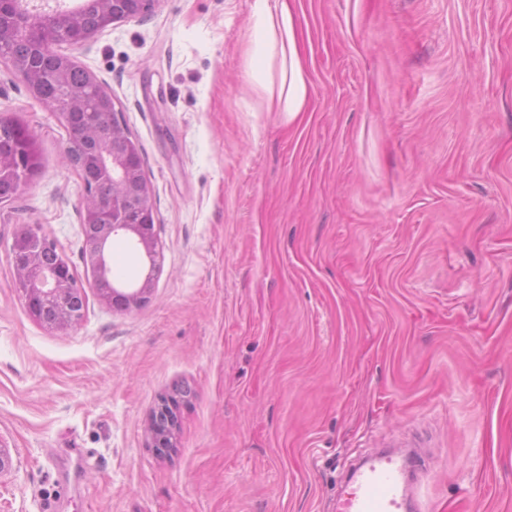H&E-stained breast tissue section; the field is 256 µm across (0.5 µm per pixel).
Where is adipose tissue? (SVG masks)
Masks as SVG:
<instances>
[{
  "instance_id": "1",
  "label": "adipose tissue",
  "mask_w": 512,
  "mask_h": 512,
  "mask_svg": "<svg viewBox=\"0 0 512 512\" xmlns=\"http://www.w3.org/2000/svg\"><path fill=\"white\" fill-rule=\"evenodd\" d=\"M254 23L247 37L245 66L263 61L264 78H251L250 90L268 107L296 121L306 112L310 84L298 50L296 16L289 0H254Z\"/></svg>"
}]
</instances>
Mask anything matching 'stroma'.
Returning <instances> with one entry per match:
<instances>
[{"label": "stroma", "instance_id": "1", "mask_svg": "<svg viewBox=\"0 0 512 512\" xmlns=\"http://www.w3.org/2000/svg\"><path fill=\"white\" fill-rule=\"evenodd\" d=\"M253 5L157 0L62 45L138 142L163 245L149 302L88 293L68 330L28 315L8 253L40 224L81 265L68 134L0 65L40 158L0 207V512H332L393 435L432 467L421 512H512V0H293L291 124L248 88ZM177 400L173 396L160 399L158 410L155 412L148 425L147 432L152 443V448L162 455L174 448L172 433V407Z\"/></svg>", "mask_w": 512, "mask_h": 512}]
</instances>
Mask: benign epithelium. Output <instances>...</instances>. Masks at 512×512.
I'll list each match as a JSON object with an SVG mask.
<instances>
[{
    "instance_id": "benign-epithelium-1",
    "label": "benign epithelium",
    "mask_w": 512,
    "mask_h": 512,
    "mask_svg": "<svg viewBox=\"0 0 512 512\" xmlns=\"http://www.w3.org/2000/svg\"><path fill=\"white\" fill-rule=\"evenodd\" d=\"M155 0H97L102 14L118 22L139 17L153 7ZM69 27L75 37L70 45L88 42L96 32L84 26L83 15H68ZM20 31L28 36L60 43V34L51 28L33 27L27 23ZM58 99L52 109L63 127L69 125L74 94L61 76H56ZM88 152V164L96 175L112 185V201L101 210L88 205L94 187L81 182V221L84 236L82 260L90 273L98 299L107 306L130 311L146 304L151 298L155 276L160 269L162 244L151 224L152 187L140 177L142 160L136 142L124 124H112V140L83 141L69 135L66 154ZM137 195L140 204L124 206L127 193ZM123 237L133 242L149 262V272L139 284H128L112 279V239ZM15 281L22 293L28 314L51 328L65 330L79 325L85 316L84 288L76 268L68 260L57 239L40 224H21L15 232L9 249ZM177 400L172 396L160 399L158 410L148 425L152 448L162 455L174 447L172 407Z\"/></svg>"
}]
</instances>
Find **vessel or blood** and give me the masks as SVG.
<instances>
[{"label": "vessel or blood", "mask_w": 512, "mask_h": 512, "mask_svg": "<svg viewBox=\"0 0 512 512\" xmlns=\"http://www.w3.org/2000/svg\"><path fill=\"white\" fill-rule=\"evenodd\" d=\"M416 459L415 453L398 446L356 467L349 478L351 488L339 497L336 512H415Z\"/></svg>", "instance_id": "vessel-or-blood-1"}]
</instances>
